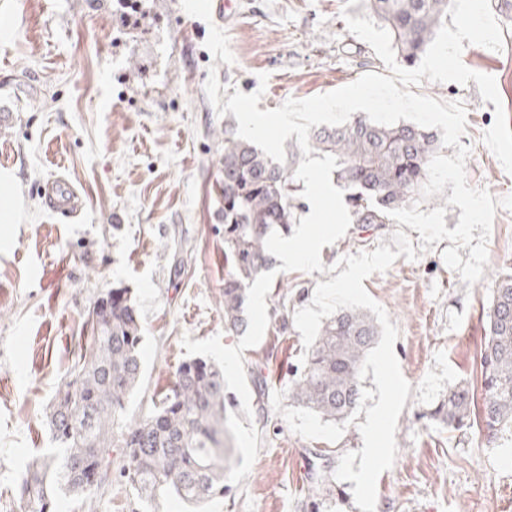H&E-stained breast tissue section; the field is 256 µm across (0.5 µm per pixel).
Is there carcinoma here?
Wrapping results in <instances>:
<instances>
[{
	"mask_svg": "<svg viewBox=\"0 0 512 512\" xmlns=\"http://www.w3.org/2000/svg\"><path fill=\"white\" fill-rule=\"evenodd\" d=\"M407 65L432 45L448 18L450 0H364ZM312 147L337 158L336 185L357 224H390L388 212L407 207L427 181L439 150L436 135L408 123L380 125L357 114L315 134ZM277 163L239 139L224 122V325L246 330L247 289L274 257L265 247L273 232L296 223L292 173L301 155L293 144ZM486 312L480 354L481 397L463 382L448 385L435 415L451 429L475 421L489 438L512 427V274L496 279ZM107 307L88 311L90 335L70 379L58 389L48 419L51 448L18 487L20 512H62L67 495L91 497L120 449L121 473L145 502L174 494L189 503L224 496L226 397L220 367L205 359L182 362L163 398L149 412L126 419L142 379V323L128 290L114 288ZM101 312V319L94 313ZM379 336L378 325L358 309H341L321 327L288 399L323 419L346 420L360 400L359 370Z\"/></svg>",
	"mask_w": 512,
	"mask_h": 512,
	"instance_id": "cac0c4a2",
	"label": "carcinoma"
}]
</instances>
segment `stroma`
I'll return each mask as SVG.
<instances>
[{
	"mask_svg": "<svg viewBox=\"0 0 512 512\" xmlns=\"http://www.w3.org/2000/svg\"><path fill=\"white\" fill-rule=\"evenodd\" d=\"M137 25L126 9L96 16L91 0H0V512L48 448V416L107 291L129 289L143 326L144 375L128 416L152 409L186 359L183 336H240L224 328V120L205 93L263 90L259 110L306 99L376 72L401 90L467 110L470 186L512 195V13L494 0H451L431 50L400 61L362 0H239L224 26L196 0H155ZM267 74L260 83L259 74ZM67 178L85 207L70 220L43 204L39 186ZM392 224H351L323 247L321 272L278 273L268 326L242 353L258 455L224 497L199 506L168 496L147 508L109 474L101 495L67 497L64 512H361L334 471L362 448L347 426L338 442L291 431L271 402L288 391L304 352L294 323L330 266L392 245ZM431 243L363 285L397 325L394 352L411 388L398 418L397 456L377 481L375 512H512V428L488 443L433 412L450 384L480 390L479 355L491 286L512 273V211L497 209L482 279L466 285Z\"/></svg>",
	"mask_w": 512,
	"mask_h": 512,
	"instance_id": "1",
	"label": "stroma"
}]
</instances>
